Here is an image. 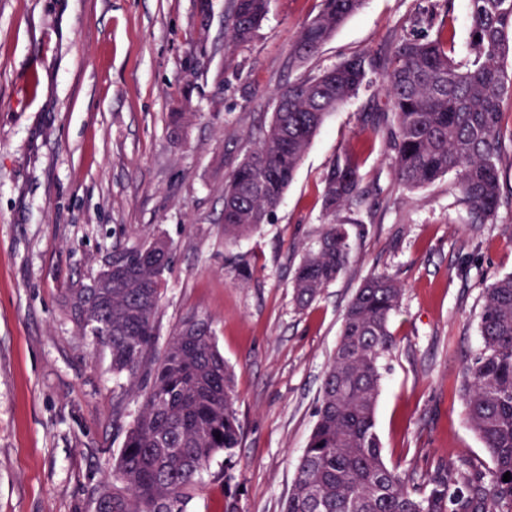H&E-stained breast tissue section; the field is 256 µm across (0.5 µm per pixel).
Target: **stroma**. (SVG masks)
Returning a JSON list of instances; mask_svg holds the SVG:
<instances>
[{
    "label": "stroma",
    "mask_w": 512,
    "mask_h": 512,
    "mask_svg": "<svg viewBox=\"0 0 512 512\" xmlns=\"http://www.w3.org/2000/svg\"><path fill=\"white\" fill-rule=\"evenodd\" d=\"M319 2L271 0L228 64L229 0H211L205 14L199 0H0V512H93L109 486L141 399L81 335L61 294L94 277L114 246L156 237L173 253L157 347L184 317H210L235 374L239 512H281L344 312L378 273L403 289L376 410L386 462L418 482L463 459L487 463L460 381L482 346L483 290L512 272L511 98L493 221L471 223L455 176L412 192L400 185L386 137L361 131V113L384 101L366 92L326 117L269 223L224 240V177L269 124L277 90L308 69L387 54L400 35L433 34L441 21L455 54L466 51L469 0H366L306 68L294 67L291 45ZM202 24L208 40L190 46ZM186 93L194 118L178 125ZM347 153L368 193L338 215L351 260L301 308L292 279L322 229L323 176ZM224 475L219 454L184 512H224Z\"/></svg>",
    "instance_id": "obj_1"
}]
</instances>
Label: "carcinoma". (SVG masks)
Masks as SVG:
<instances>
[{
	"mask_svg": "<svg viewBox=\"0 0 512 512\" xmlns=\"http://www.w3.org/2000/svg\"><path fill=\"white\" fill-rule=\"evenodd\" d=\"M469 49L452 56L446 25L435 36L399 37L388 56L354 55L288 84V111H274L262 137L229 172L224 186V238L255 233L278 208L297 166L326 116L373 86L379 74L386 113H364L363 132H387L399 183L424 188L453 172L474 222L494 218L500 200L504 150L501 103L512 97L505 58L512 52V0H470ZM364 0H321L290 50L301 67L332 38ZM269 0H230L224 57L254 39ZM362 196L356 165L333 161L324 177L327 217L318 245L296 269V303L308 306L350 261L348 232L336 214ZM120 271L67 288L63 306L79 330L108 349L112 373L140 393L141 407L128 428L112 470V487L95 512H183L200 474L224 453V512H236L229 468L241 446L233 373L217 350L211 322L190 315L163 351L155 349L156 317L172 248L157 238L116 248ZM402 289L386 274L358 288L325 371L317 420L299 461L283 512H512V273L483 291V346L462 374L466 419L490 457L438 469L416 485L389 466L375 431L381 359L393 346L389 323Z\"/></svg>",
	"mask_w": 512,
	"mask_h": 512,
	"instance_id": "obj_1",
	"label": "carcinoma"
}]
</instances>
